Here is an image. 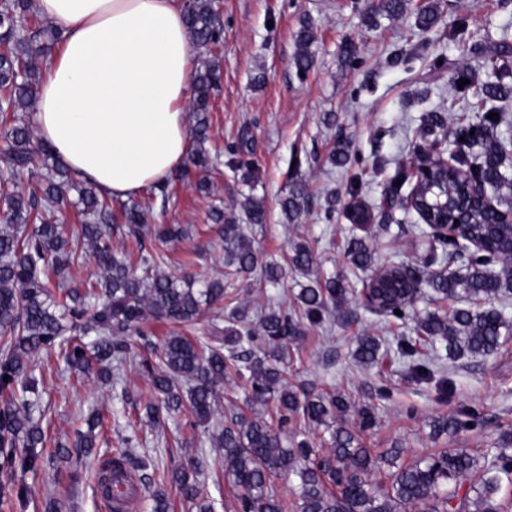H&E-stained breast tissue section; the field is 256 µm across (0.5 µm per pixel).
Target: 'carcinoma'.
<instances>
[{"mask_svg":"<svg viewBox=\"0 0 512 512\" xmlns=\"http://www.w3.org/2000/svg\"><path fill=\"white\" fill-rule=\"evenodd\" d=\"M189 30L195 42L206 47L220 44L222 27L214 0H189L184 5ZM37 18L33 0H0V139L5 143L6 167L0 169V208L8 228L0 232V391H9L12 400L0 407V449H6L5 462L15 460L16 443H22V462L30 469L38 466L44 447V435L35 421L37 403L30 374L35 355L59 348L66 365L83 375L103 382L114 380L112 365L127 362L132 338L154 354L141 358V369L151 378L161 397L158 404L145 407L147 418L160 423L163 414L187 409L195 424L204 427L212 447L220 450L219 463L224 476L241 488L235 512H288L273 490L271 479L293 474L299 479L300 512H407L421 508L425 512H502V483H512V443L506 442L488 456L457 448H444L406 466L396 465L401 449L389 448L380 454L364 447L360 432L372 428L377 418L370 407L353 408L341 395L317 392L299 398L284 382L285 364L290 350L302 340L308 328L323 324L333 309L348 301L351 285L343 275L304 285L298 295V311L285 306L271 307L254 325L232 310L228 325L214 327L212 336L201 341L189 335V329L203 313L224 299L234 300V283L213 278L195 287V275L187 273L182 281L161 271L169 255L147 248L150 234L166 242L179 236L178 230L159 224L146 225V209L138 204H123L114 209L112 199L92 183L71 177L53 147L34 138L25 113L36 107L39 75L33 58L40 51L41 35L51 34L50 26L32 24ZM313 28L303 27L295 55L297 72L306 73L313 65ZM219 64L204 60L196 69L192 85L193 135L197 143L180 179L190 181L193 174L205 172L211 159L205 144L210 139L213 90ZM512 99V69L498 66L492 79L477 90L480 109L475 122L452 126L441 112L421 117V134L429 137L443 128L461 145L455 164L487 181L493 195L509 204L503 190L512 191L506 171L512 161V131L500 130L503 122L497 103ZM496 116L489 119L487 115ZM245 144H230L229 163L252 184L255 168L247 160ZM39 166L47 171L38 191L26 193L15 188L20 172ZM401 185H396V182ZM407 168L395 171L386 184L382 201L387 207H403ZM309 196L302 182H295L280 198L279 205L287 223L299 222L307 212ZM73 207L91 216L80 226L82 244L94 257L102 275L83 287L63 288L67 268L75 262L77 251L71 248L66 231L55 215ZM247 224L224 220V211L215 209L211 220L224 225V266L233 275L260 271L267 283L276 286L284 271L253 246L250 225L262 224V201L248 196L243 204ZM117 218L126 226V235L137 244V258L114 253L106 223ZM448 218L459 221V236L473 241L485 240L478 250L463 244L435 241L429 264L440 269L420 278L409 292L403 291L404 264L379 263L374 247L365 237H353L347 247V263L363 273L385 269L382 280H366L367 287L380 305L375 313L398 320L412 318L416 337L401 336L396 351L408 359L415 370L425 375L441 371L448 356H491L501 352L506 337L512 334V319L505 309L495 305L504 291L512 289V238L497 232L487 215L478 209L453 206ZM39 221L27 232V225ZM293 269L303 275L314 264L311 248L295 242L290 258ZM426 289L430 297L467 301L451 314L436 309L415 310L417 294ZM401 314H396V311ZM161 318L173 326L172 334L156 348L145 333L149 318ZM440 347L442 353L426 359L417 357L419 344ZM384 355L376 336L356 338L355 359L370 366ZM8 380H3L4 376ZM226 379L245 385L247 405H273L281 425L295 422L309 427H325L329 432V450L314 455L305 440L291 447L281 433L259 416H249L234 406L224 416V426L211 429L216 412L217 388ZM478 424L476 412L465 408L453 417L434 420L436 433H446ZM103 427L99 415L86 420L79 447L93 448L96 430ZM391 468L388 484L378 486L370 476L383 467ZM152 468L149 461L126 448L102 464L103 493L113 500L132 489L128 468ZM197 461L170 473L168 483L197 512H214V504L204 497ZM465 493H460L462 484Z\"/></svg>","mask_w":512,"mask_h":512,"instance_id":"cac0c4a2","label":"carcinoma"}]
</instances>
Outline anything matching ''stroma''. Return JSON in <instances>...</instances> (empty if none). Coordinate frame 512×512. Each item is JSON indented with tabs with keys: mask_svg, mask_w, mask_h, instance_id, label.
<instances>
[{
	"mask_svg": "<svg viewBox=\"0 0 512 512\" xmlns=\"http://www.w3.org/2000/svg\"><path fill=\"white\" fill-rule=\"evenodd\" d=\"M427 4L434 6L438 22L422 30L415 17ZM380 6L381 0H223L221 44L209 51L196 49L194 56L198 62L217 59L220 65L207 144L216 167L211 188L204 193L174 179L167 197L145 191L137 200L145 205L149 223L177 224L185 231L183 238L165 246L170 255L166 272L214 278L224 271V243L209 218L211 210L218 207L240 219L246 196L263 200L267 220L253 225L252 240L266 257L287 267L288 274L276 288L261 277L241 281L236 303L248 314L270 303L295 306L307 281L289 268L295 237L309 242L318 277L347 274L352 285L349 304L325 325L308 329L293 355L288 385L300 396L325 390L343 394L355 406L372 407L378 423L364 434V447L376 453L401 449L400 461L406 464L443 448H495L503 434L512 433V346L496 356L447 361L445 373L453 382L449 394L412 376L399 356L373 366L358 363L353 357L356 336L370 333L389 340L411 335L413 324L362 306L365 275L353 272L344 255L351 223L341 208L332 221H325V198L333 192L346 195L354 184L361 200L379 204L395 167L410 160L415 146L429 144L419 133L421 116L438 111L454 120L463 118L478 83L487 78L469 49L512 45V0H409L407 12L395 18ZM463 17L469 25L461 34L457 24ZM308 20L314 25V64L301 75L294 57ZM347 48L355 51V64L342 63ZM468 76L472 84L460 91V79ZM328 112L336 115L331 127L323 122ZM238 139L246 143L256 169L258 181L252 188L228 166L225 146ZM340 142L353 158L344 168L329 162ZM295 181L305 183L311 197L296 226L286 223L279 208ZM368 238L380 261L395 255L425 272L426 240L414 228L386 232L377 224ZM121 372V386L93 377L78 381L52 352L39 355L33 376L46 455L34 470L18 462L0 469V485L14 488L13 494L0 495V512H52V503L68 490L77 512H107L96 472L103 459L121 450L125 437L168 470L198 457L205 464L204 490L216 512L232 502L236 489L225 481L201 428L180 415L167 419L163 433H156L144 416V405L153 396L150 379L134 358ZM464 406L479 410L480 426L433 435L434 418L454 415ZM93 411L104 416L107 430L86 454L72 445L74 428ZM60 445L70 447V458L54 457Z\"/></svg>",
	"mask_w": 512,
	"mask_h": 512,
	"instance_id": "obj_1",
	"label": "stroma"
}]
</instances>
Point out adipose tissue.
Returning <instances> with one entry per match:
<instances>
[{
  "label": "adipose tissue",
  "mask_w": 512,
  "mask_h": 512,
  "mask_svg": "<svg viewBox=\"0 0 512 512\" xmlns=\"http://www.w3.org/2000/svg\"><path fill=\"white\" fill-rule=\"evenodd\" d=\"M61 30L34 122L66 165L126 199L164 181L189 145L194 42L180 0H36Z\"/></svg>",
  "instance_id": "1"
}]
</instances>
